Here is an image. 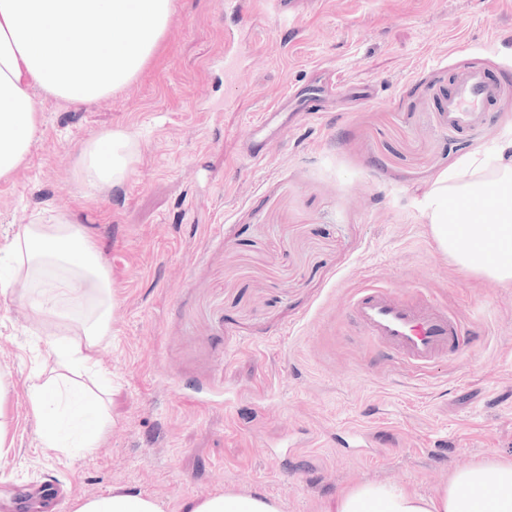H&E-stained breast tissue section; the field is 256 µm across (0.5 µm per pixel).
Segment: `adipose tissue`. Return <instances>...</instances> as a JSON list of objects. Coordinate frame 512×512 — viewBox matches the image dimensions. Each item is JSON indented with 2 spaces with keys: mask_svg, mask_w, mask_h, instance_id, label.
<instances>
[{
  "mask_svg": "<svg viewBox=\"0 0 512 512\" xmlns=\"http://www.w3.org/2000/svg\"><path fill=\"white\" fill-rule=\"evenodd\" d=\"M176 0H0V180L24 165L40 130L35 98L71 105L106 98L154 60ZM88 33L73 49L75 32ZM137 156L134 134L84 141L75 178L87 193L121 186ZM439 250L458 266L512 284V137L472 151L439 172L421 201ZM0 297L43 338L40 376L26 388L41 448L88 455L106 440L110 388L100 354L112 334V274L86 225L64 211L39 213L0 245ZM76 512H162L158 501L118 488ZM190 512H282L280 501L232 492L198 497ZM335 512H512V460L488 459L451 474L424 496L390 482H363L336 497Z\"/></svg>",
  "mask_w": 512,
  "mask_h": 512,
  "instance_id": "ef3b65f1",
  "label": "adipose tissue"
}]
</instances>
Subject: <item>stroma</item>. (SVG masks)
Listing matches in <instances>:
<instances>
[{
  "mask_svg": "<svg viewBox=\"0 0 512 512\" xmlns=\"http://www.w3.org/2000/svg\"><path fill=\"white\" fill-rule=\"evenodd\" d=\"M176 0L152 66L78 108L38 98L26 165L0 181V237L45 205L86 224L117 307L102 357L112 430L87 457L37 445L23 383L35 343L0 299V362L15 446L0 496L62 484L68 512L129 487L163 512L227 491L282 512H331L362 481L434 493L458 468L512 457V286L438 251L419 200L459 157L512 135V0ZM251 51L224 81L226 31ZM501 87L459 131L441 110L464 71ZM330 79L332 95L286 100ZM280 111L264 157H242L258 112ZM318 118L295 121L300 108ZM138 140L126 183L85 196L78 148L103 131ZM447 307L469 349L424 372L363 336L347 306L367 283ZM357 428L367 456L336 442Z\"/></svg>",
  "mask_w": 512,
  "mask_h": 512,
  "instance_id": "1",
  "label": "stroma"
}]
</instances>
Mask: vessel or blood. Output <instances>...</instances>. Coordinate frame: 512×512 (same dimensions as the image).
I'll use <instances>...</instances> for the list:
<instances>
[{"mask_svg":"<svg viewBox=\"0 0 512 512\" xmlns=\"http://www.w3.org/2000/svg\"><path fill=\"white\" fill-rule=\"evenodd\" d=\"M498 93V85L481 71L462 72L443 104L449 126H470ZM277 118V110L267 108L251 124L247 155L253 162L262 159L259 135L270 129ZM349 307L365 336L408 366L425 369L448 356L463 353L458 323L446 308L437 304L370 285L358 290Z\"/></svg>","mask_w":512,"mask_h":512,"instance_id":"vessel-or-blood-1","label":"vessel or blood"}]
</instances>
